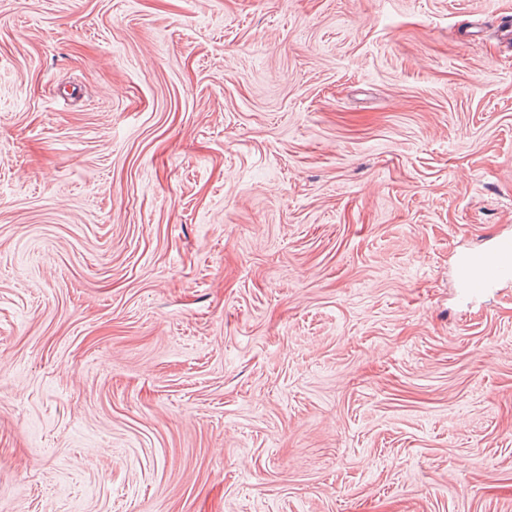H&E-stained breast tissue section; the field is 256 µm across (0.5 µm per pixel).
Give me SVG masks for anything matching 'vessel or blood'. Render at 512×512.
I'll use <instances>...</instances> for the list:
<instances>
[{
  "label": "vessel or blood",
  "instance_id": "obj_1",
  "mask_svg": "<svg viewBox=\"0 0 512 512\" xmlns=\"http://www.w3.org/2000/svg\"><path fill=\"white\" fill-rule=\"evenodd\" d=\"M512 281V238L491 248L468 252L461 264V286L466 297L477 298L501 283Z\"/></svg>",
  "mask_w": 512,
  "mask_h": 512
}]
</instances>
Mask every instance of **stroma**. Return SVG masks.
<instances>
[{
  "label": "stroma",
  "mask_w": 512,
  "mask_h": 512,
  "mask_svg": "<svg viewBox=\"0 0 512 512\" xmlns=\"http://www.w3.org/2000/svg\"><path fill=\"white\" fill-rule=\"evenodd\" d=\"M512 0H0V512H512ZM460 269L463 293L472 299L512 281V238H502L489 249L468 252Z\"/></svg>",
  "instance_id": "stroma-1"
}]
</instances>
